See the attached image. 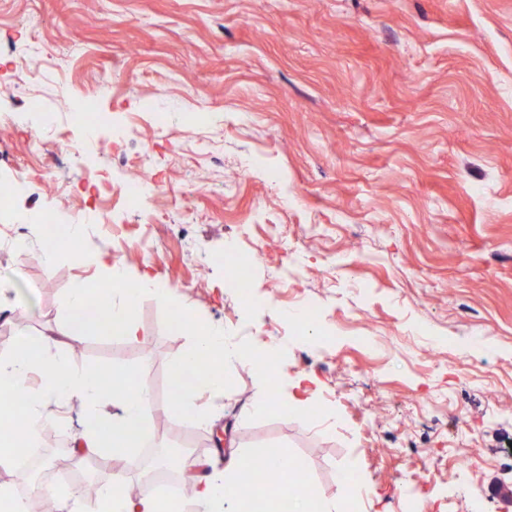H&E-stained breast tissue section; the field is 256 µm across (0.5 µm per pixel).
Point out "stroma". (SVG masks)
<instances>
[{"instance_id":"1","label":"stroma","mask_w":512,"mask_h":512,"mask_svg":"<svg viewBox=\"0 0 512 512\" xmlns=\"http://www.w3.org/2000/svg\"><path fill=\"white\" fill-rule=\"evenodd\" d=\"M30 38L55 68L25 83L5 53ZM0 111V179L27 182L0 211L71 219L86 256L43 262L40 224L24 251L0 235V346L55 329L106 252L174 298L136 301L142 342L92 333L71 361L136 371L153 447L185 426L165 387L189 309L275 354L208 399L204 461L278 448L302 463L293 490L357 475L358 512H512V0H0ZM66 131L95 134L88 170ZM136 157L162 222L84 185ZM231 247L263 299L247 313ZM308 303L317 322L283 319Z\"/></svg>"}]
</instances>
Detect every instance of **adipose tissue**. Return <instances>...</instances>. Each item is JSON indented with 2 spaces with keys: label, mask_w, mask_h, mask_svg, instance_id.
<instances>
[{
  "label": "adipose tissue",
  "mask_w": 512,
  "mask_h": 512,
  "mask_svg": "<svg viewBox=\"0 0 512 512\" xmlns=\"http://www.w3.org/2000/svg\"><path fill=\"white\" fill-rule=\"evenodd\" d=\"M104 276L101 287L72 288L67 299V315L51 332L36 336L19 335L0 352V388L21 394L22 417L0 420V434L34 440L49 422V406L79 401L90 425L77 436L79 447L104 461L125 459L134 453L150 432L146 426L151 399L135 383L133 372L109 368L79 370L72 366L66 340L92 332L140 342V328L133 315L135 299L143 294L167 300L171 293L148 275L131 277L125 267L112 263L104 254L94 259ZM177 326L193 329L195 348L173 364V372L187 393L205 391L224 394L227 367L243 363L242 347L224 338L220 329L199 323L196 313L180 312ZM265 458L273 477V492L243 485L239 472L256 459ZM291 465L279 449L256 451L239 447L229 454L223 469L211 470L194 481L195 512H278L280 498L291 497L293 512H350L354 500L370 496L371 488L348 485L347 498H321L309 491L289 494L283 478ZM128 478L116 472L111 487L100 490L93 503L78 492L69 493V512H161L158 499L144 495L130 499Z\"/></svg>",
  "instance_id": "adipose-tissue-1"
}]
</instances>
